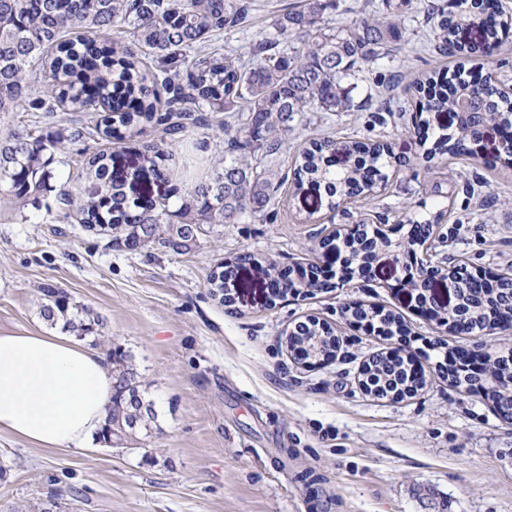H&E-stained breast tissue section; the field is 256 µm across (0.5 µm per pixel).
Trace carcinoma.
I'll return each mask as SVG.
<instances>
[{
	"mask_svg": "<svg viewBox=\"0 0 512 512\" xmlns=\"http://www.w3.org/2000/svg\"><path fill=\"white\" fill-rule=\"evenodd\" d=\"M334 0H302L295 9L275 15V36L251 48L252 58L231 51L207 50L221 32L246 24L248 0H0V115L16 111L23 101L45 112L90 116L102 113L95 127L72 129L69 139L97 132L107 138L133 137L137 126L151 123L162 137L173 139L190 129L217 128L224 151L216 157L212 176L181 187L172 186L158 199L131 198L127 186L142 178L137 170L114 166L112 153L95 151L84 161L80 183L65 182L57 201L63 218L76 217L86 230L109 238L113 246L138 252L157 244L175 253L189 252L207 224H234L245 217H265L271 200L288 175L260 162L257 153L276 155L288 142L291 122L305 112H350V86L344 79L358 68L390 56L403 38L398 6L393 0H366L350 22L334 26L328 18ZM428 20L438 48L458 45L456 35L476 28L480 40L470 53L492 55L501 36L512 30V15L496 10L491 0H449L448 8L431 7ZM115 28L128 44L110 41ZM293 38L295 46L284 45ZM157 66L150 68L143 58ZM419 112H481L487 125L512 129V98L489 79L468 84L456 73L436 71L419 83ZM224 118L212 122L207 113ZM472 131L439 132L426 156L461 155L469 151ZM336 143L312 140L294 161V188H316L336 200L360 196L373 189L374 177L384 173L390 147L380 142H347L352 163L333 164ZM64 149V139L18 130L0 137V194L17 204L38 202L51 178L50 164ZM443 214L413 224L406 247L422 246L432 237ZM348 259L361 260L368 250L357 231L345 236ZM39 315L52 328L100 344L104 322L77 305L68 293L51 284L40 288ZM435 320L454 335L481 328H512V277H504L496 291L486 294L461 281L453 310L431 300ZM353 319H368L393 332L400 317L378 307L346 308ZM291 348L304 345L308 356L335 355L339 340L316 320L288 333ZM115 392L107 406L105 424L121 440L149 434L156 423L151 401L139 390L133 355L111 349ZM495 370L487 391L495 410L512 419V361L493 360ZM367 391L377 397L416 392L426 379L415 377L410 359L381 355L364 370Z\"/></svg>",
	"mask_w": 512,
	"mask_h": 512,
	"instance_id": "1",
	"label": "carcinoma"
}]
</instances>
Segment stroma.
Returning <instances> with one entry per match:
<instances>
[{"mask_svg": "<svg viewBox=\"0 0 512 512\" xmlns=\"http://www.w3.org/2000/svg\"><path fill=\"white\" fill-rule=\"evenodd\" d=\"M247 25L218 35L216 48L246 55L270 35L271 20L300 0H251ZM437 0H406L405 38L388 58L353 79L355 101L375 96L400 76L387 112H308L293 123L287 149L270 159L290 170L297 147L313 139L388 142L397 167L371 195L333 210L326 195L285 184L267 220L211 225L191 252L161 247L130 252L64 220L54 189L80 174L85 153L112 149L142 168L138 192L158 197L168 186L151 176L160 142L147 124L125 140L70 139L71 114L54 117L22 104L0 119L15 130L62 134L68 142L51 165L52 188L40 205L17 209L0 195V332L42 326L41 286L54 285L101 315L102 349L130 352L146 397L155 403L151 434L124 444L45 451L0 434V512H512V424L483 393L450 384L438 363L444 348L496 352L512 334L454 336L425 318L410 291H397L404 269L386 251L371 277L307 295L271 298L264 272L245 265L232 300L209 285L216 264L240 254L279 268L341 264L325 238L362 221L391 240L409 218L442 213L418 261L465 265L468 271L512 270V168L488 167L500 148L488 128L475 153L425 161L413 125L415 82L454 69L462 55L432 46L427 9ZM223 143L196 129L164 146L173 177L206 176ZM360 303L399 315L410 338L383 339L354 327L344 311ZM315 317L340 346L321 363L295 357L288 332ZM394 350L412 357L428 383L398 401L367 394L361 368Z\"/></svg>", "mask_w": 512, "mask_h": 512, "instance_id": "35a3bbf8", "label": "stroma"}]
</instances>
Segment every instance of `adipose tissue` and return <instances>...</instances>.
I'll list each match as a JSON object with an SVG mask.
<instances>
[{
  "label": "adipose tissue",
  "instance_id": "obj_1",
  "mask_svg": "<svg viewBox=\"0 0 512 512\" xmlns=\"http://www.w3.org/2000/svg\"><path fill=\"white\" fill-rule=\"evenodd\" d=\"M112 396L106 358L69 336L0 333V433L30 444L86 448Z\"/></svg>",
  "mask_w": 512,
  "mask_h": 512
}]
</instances>
